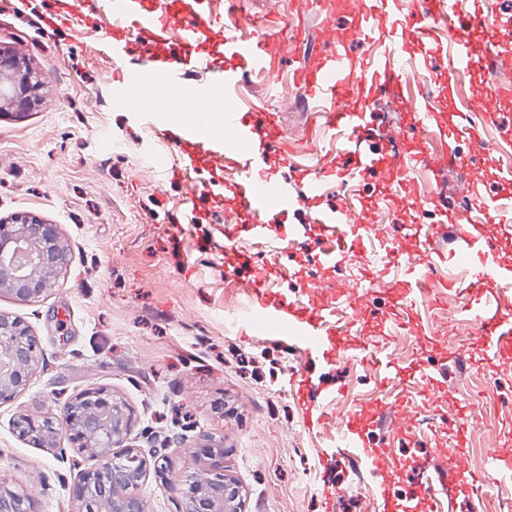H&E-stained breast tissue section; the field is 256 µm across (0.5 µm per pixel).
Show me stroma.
I'll return each instance as SVG.
<instances>
[{
    "label": "stroma",
    "instance_id": "stroma-1",
    "mask_svg": "<svg viewBox=\"0 0 512 512\" xmlns=\"http://www.w3.org/2000/svg\"><path fill=\"white\" fill-rule=\"evenodd\" d=\"M53 0H0V41L26 43L27 59L44 74L51 90L21 120L0 117V222L32 212L56 225L70 245V262L53 290L34 302L0 296V311L27 323L38 337L42 363L27 388L13 401L0 404V472L13 490L29 492L40 476L38 497L30 512H68L70 490L92 460L69 449L66 438L43 448L13 431L19 413L61 417L77 390L104 385L124 397L134 411L125 444L154 464V446L146 428L164 431L165 450L176 475L197 471L191 447L202 437L223 441L231 450L230 474L246 491L245 512H281L296 504L302 512H366L379 488L400 501L416 498L421 469L436 474L455 460L456 424L449 406L472 404L475 393L491 392L489 416L498 435V452L512 459V348L489 355L480 335L470 332L464 308L469 296L462 268L440 265L442 294L418 293L407 302L397 283L401 269L388 275L394 286L374 295L373 305L356 317L350 299L338 286L360 280L379 255L392 249L419 263L429 257L412 224L445 223L467 214L472 194L464 171L440 170L433 179L435 204L415 208L406 192L379 187L378 176L329 180L321 190L322 207L343 199L365 203L366 223L383 224V237L368 236L361 249L336 264L318 258L314 236L294 238L290 227L309 223L312 210L303 204L275 217L264 238L250 235V222L239 212L232 193L216 203L202 193L195 213L186 198L195 174L173 175L176 153L146 112L121 106L110 86L100 81L112 71V49L103 31L78 36L65 28L43 32L40 13ZM320 0H243L256 27L243 37H262L266 27L300 21L305 36L318 38L333 30L342 36V51L364 59L377 45L359 40L352 0H334L333 9ZM491 8L502 53L493 74H455L454 45L439 40L429 47L414 30L395 26L390 15L373 18L376 30L395 33L406 58L430 74L423 102L441 115L462 107L458 84L512 88V0H484ZM229 105L258 104L276 112L289 132V160L274 165L273 177L301 192L299 174L323 164L340 165L346 133H324L300 93L282 97L276 81L251 74L240 89L225 92ZM366 150L402 153L405 178L416 182L423 164L415 142L396 136L414 121V113L394 100L371 103ZM479 146L488 176L485 192L505 202L507 181L502 157L512 153V96L505 98L494 121L479 130ZM232 230L235 243L224 240ZM246 246L254 266L238 264L234 245ZM261 269L271 293L298 305L326 306L343 326L344 350L337 359L308 354L285 340L282 329L258 322L248 329L240 316L254 304L241 284ZM328 287L317 290L318 281ZM454 301L445 307L444 298ZM456 325L439 336L437 317ZM403 368L398 378L383 380L380 369L364 357L363 346ZM433 369L439 384L426 387L409 378L411 366ZM307 377L323 396L328 422L308 429L304 410L290 387L291 379ZM423 401L419 417L404 433L373 430L380 464L340 458L321 471L318 454L339 447L334 421L352 412L371 414L400 398ZM236 416L221 418V403Z\"/></svg>",
    "mask_w": 512,
    "mask_h": 512
}]
</instances>
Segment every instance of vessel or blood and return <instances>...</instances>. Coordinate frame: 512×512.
Listing matches in <instances>:
<instances>
[{
    "label": "vessel or blood",
    "instance_id": "obj_1",
    "mask_svg": "<svg viewBox=\"0 0 512 512\" xmlns=\"http://www.w3.org/2000/svg\"><path fill=\"white\" fill-rule=\"evenodd\" d=\"M397 4L398 0H358L359 35L367 41L375 40L372 18L395 11ZM108 5L113 32L138 30L154 46L163 49L162 54L151 56L144 68L113 76V90L123 106L137 112L143 107L145 89L154 84L161 87L151 110L175 146L184 168L193 169L202 163L209 171H220L228 155H238L242 178L232 185L231 192L238 207L251 216L256 235H265L271 209L284 212L299 202L314 207L315 213L311 225L295 227L294 233L299 236L306 234L308 228H316V243L328 261L341 260L362 246L365 236L372 234L374 228L358 223L359 209L355 203L330 210L317 206L320 187L324 177L330 176V169L307 177L300 198H293L287 185L272 182V169L263 153L265 144L286 139L276 114L258 106L245 113L229 108L223 93L247 73L259 70L274 74L280 61L291 56L299 62L294 77L303 95L321 106L319 118L323 128H345L358 134L363 129L366 109L378 92L400 96L403 75L419 74L416 67H402L397 40H388L383 52L369 63L354 61L341 52L321 50L318 42L306 38L285 39L274 28L257 40L222 36L217 38L219 51L202 53L199 43L215 38V24L211 13L199 8L198 0H108ZM43 23L51 28L70 29L79 36L90 27L85 12L70 0H57ZM401 23L421 33L432 28L445 30L455 44L459 70L492 72L499 65L501 52L485 10L463 11L459 0H421L417 15L403 17ZM478 96L482 101L479 109L455 113L453 120L454 127L473 137L483 123L495 118L504 91L498 86L486 87ZM207 108L221 113L219 129H209L202 121L201 114ZM447 155L459 156L473 187L483 186L485 171L478 153L459 155L456 135H449L443 153L426 155L424 162L437 168ZM349 170L361 177L376 175L383 182L401 187L406 184L399 161L379 157L374 152L356 153ZM444 234L458 242L456 256L468 264L471 288L491 292L512 283V267L498 262L496 248L484 236L481 224L458 218L447 225H426L425 245L434 246L436 238ZM265 283V277L259 273L247 281L246 287L262 307L267 323L289 328L305 351L326 357L340 354V347L330 344L332 337L341 333L330 312L314 306H297L283 299L272 300ZM469 314L488 349L512 344L511 303L496 304L489 314L484 303L476 300ZM296 386L299 399L307 407L309 425L322 424L325 417L319 405L320 393L304 379L297 381ZM411 418L410 407L401 403L385 406L369 417L352 413L341 425L342 445L357 459L371 460L377 450L365 436L363 424L402 430ZM465 457L464 451H457L451 470L426 479L428 512H439L443 498L458 492L474 495L488 484L512 479V464L503 461L497 451H489V466L481 474L467 470Z\"/></svg>",
    "mask_w": 512,
    "mask_h": 512
}]
</instances>
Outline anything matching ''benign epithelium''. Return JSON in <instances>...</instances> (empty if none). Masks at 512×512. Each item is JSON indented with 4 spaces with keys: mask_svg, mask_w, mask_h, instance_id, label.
Returning <instances> with one entry per match:
<instances>
[{
    "mask_svg": "<svg viewBox=\"0 0 512 512\" xmlns=\"http://www.w3.org/2000/svg\"><path fill=\"white\" fill-rule=\"evenodd\" d=\"M45 78L26 59L0 42V117L24 118L40 103L39 90ZM21 243L37 255L21 277L0 265V295L6 293L24 302L41 298L54 288L55 281L69 262L66 240L56 228L31 213L16 214L12 223L0 224V250ZM42 351L37 337L21 320L0 311V362L9 367L0 371V404L10 402L37 371ZM130 415L124 399L107 387L81 389L67 403L62 420L46 416L38 421L18 417L16 433L32 442L52 447L58 433L65 434L71 448L96 462L94 469L80 475L71 492V512H116L114 491L123 492L131 512H149L144 500L128 482L124 455L114 452L125 439ZM223 442L208 439L200 459L215 472L209 486L194 483L185 489L186 512H242V488L226 475Z\"/></svg>",
    "mask_w": 512,
    "mask_h": 512,
    "instance_id": "benign-epithelium-1",
    "label": "benign epithelium"
}]
</instances>
